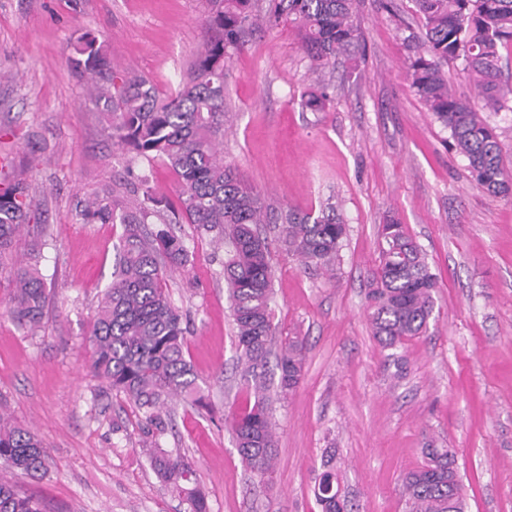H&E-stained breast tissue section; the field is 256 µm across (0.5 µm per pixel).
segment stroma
Masks as SVG:
<instances>
[{
  "mask_svg": "<svg viewBox=\"0 0 512 512\" xmlns=\"http://www.w3.org/2000/svg\"><path fill=\"white\" fill-rule=\"evenodd\" d=\"M208 0H0V184L30 186L34 219L13 248L37 253L48 301L36 332L4 310L0 276V411L48 453V471L14 470L45 512H185L153 470L146 441L185 456L210 512H322L314 488L326 452L351 512H406L401 478L427 444L455 456L467 512H512V197L477 188L450 134L407 77L422 22L411 0H362V55L312 73L297 32L253 33L224 69V160L265 202L308 212L335 203L347 224L335 276L302 268L279 228L261 225L273 270L274 334L306 347L303 377L273 398L279 463L258 482L240 464L232 413L252 401L236 366L223 253L188 223L171 225L194 254L166 289L182 311L202 403L169 404L164 430L91 369L89 336L112 280L124 227L85 224L84 200L133 172L177 195L158 158L113 146L68 62L98 37L121 71L160 95L178 89L212 36ZM325 111L301 106L316 84ZM43 143L31 153L32 142ZM405 224L438 279L424 335L382 348L366 293L379 227Z\"/></svg>",
  "mask_w": 512,
  "mask_h": 512,
  "instance_id": "obj_1",
  "label": "stroma"
}]
</instances>
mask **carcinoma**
Returning a JSON list of instances; mask_svg holds the SVG:
<instances>
[{
  "label": "carcinoma",
  "mask_w": 512,
  "mask_h": 512,
  "mask_svg": "<svg viewBox=\"0 0 512 512\" xmlns=\"http://www.w3.org/2000/svg\"><path fill=\"white\" fill-rule=\"evenodd\" d=\"M361 0H209L208 25L215 36L200 51L188 80L161 96L144 77L122 74L110 54L90 33L82 34L70 65L93 87L90 101L112 129V140L138 154L162 158L178 182V206L149 189H133L130 199L111 192L96 194L79 210L84 223L122 224L123 254L104 289L94 315L92 368L112 390L161 423L167 401L199 393L193 365L186 358L183 315L165 291L167 271L185 270L194 256L185 241L164 229L175 209L224 248V282L236 328L242 376L254 390L232 423L244 469L262 481L278 462L277 440L266 390L274 340L273 271L259 224H281V240L304 265L333 271L346 224L328 205L318 212H280L266 205L236 169L224 163V66L230 52L241 50L256 29L285 20L299 34L314 71L339 55L356 57L362 33L357 23ZM424 33L409 47L408 75L427 111L449 131L455 150L468 160L475 185L491 195L512 193V176L496 128L483 110L512 112V84L502 79L503 45L512 42V0H412ZM462 60V74L477 99L458 95L444 71ZM29 187L17 182L0 192V272L13 288L7 313L30 330L40 326L48 294L36 265L10 261L15 241L30 221ZM379 263L367 292L373 336L384 348L427 332L434 313L435 274L405 225L391 221L379 231ZM279 393L300 383L304 344L294 338L277 360ZM424 463L402 478L408 512H465L466 503L446 448L428 446ZM155 472L187 505L186 512H209L205 493L191 485L193 471L179 454L153 442L147 449ZM0 465L37 477L47 470L41 442L0 413ZM315 497L322 512H347L331 460L324 463ZM0 512H43L39 498L19 492L0 474Z\"/></svg>",
  "instance_id": "obj_1"
}]
</instances>
